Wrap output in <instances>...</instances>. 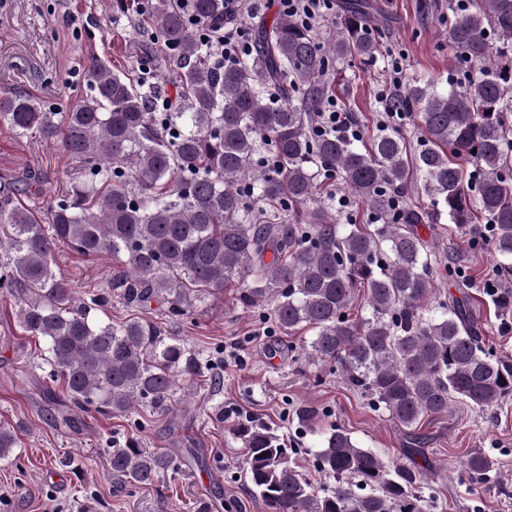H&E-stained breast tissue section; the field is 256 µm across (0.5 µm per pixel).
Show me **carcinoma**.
Instances as JSON below:
<instances>
[{"mask_svg":"<svg viewBox=\"0 0 512 512\" xmlns=\"http://www.w3.org/2000/svg\"><path fill=\"white\" fill-rule=\"evenodd\" d=\"M136 11L150 33L141 46L155 69L175 73L179 107L155 111L161 91L98 54L85 63L88 92L58 112L24 91L0 95V122L18 136L57 140L85 179L57 196L46 217L20 198L42 177L0 182V220L9 224L0 293L12 298L26 333L44 342L46 375L81 412L105 417L172 407L175 379L203 367L156 322H105L116 297L131 308L157 301L173 317L236 289L244 308L270 307L284 337L304 329L302 349L341 371L344 382L398 423L406 453L424 457L427 417L456 406L490 408L512 397V364L486 344L460 278L461 297L435 288L441 260L417 226L446 215L463 238L494 226L512 278V0H470L448 15V61L460 82L438 90L418 77L386 98L416 112L424 141L410 148L394 128L357 142L344 131L317 134V113L336 93V63L372 62L379 28L370 0H349L336 36L283 15L250 29L252 56L219 65L190 18L214 29L238 22L228 0H112V20ZM337 182L365 200L373 220L336 224ZM422 190L425 209L402 203ZM400 200L394 207V200ZM112 255V290L78 300L56 272L57 247ZM366 311L351 317L356 293ZM512 312V288L493 299ZM249 491L264 512H430L418 493L421 467L394 464L334 426L316 468L334 486L318 489L274 424L237 421ZM18 429L0 424V461L17 457ZM112 474L150 485L179 468L169 453L140 447L137 435L110 448ZM497 462L466 456L462 471L481 487Z\"/></svg>","mask_w":512,"mask_h":512,"instance_id":"1","label":"carcinoma"}]
</instances>
